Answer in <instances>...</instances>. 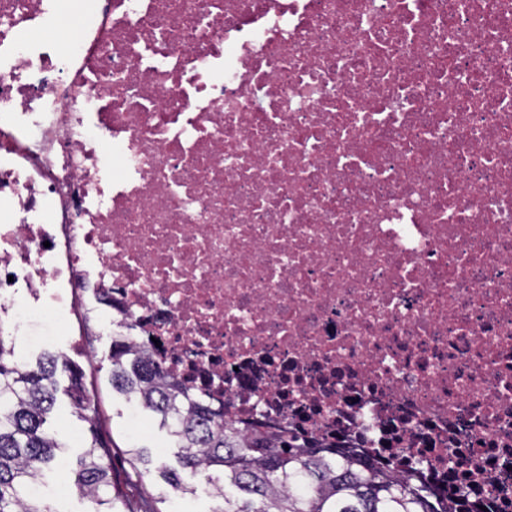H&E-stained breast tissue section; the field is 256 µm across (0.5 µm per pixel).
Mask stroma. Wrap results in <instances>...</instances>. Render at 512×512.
<instances>
[{
  "instance_id": "1",
  "label": "stroma",
  "mask_w": 512,
  "mask_h": 512,
  "mask_svg": "<svg viewBox=\"0 0 512 512\" xmlns=\"http://www.w3.org/2000/svg\"><path fill=\"white\" fill-rule=\"evenodd\" d=\"M15 358L25 363L35 361L42 352L65 354L85 372V383L97 410L98 418L114 442L112 466L114 471L129 469L127 448H147L151 462L143 472L145 485L159 486L160 467L174 465L175 448L165 430L151 423L137 402L113 392L110 384L112 318L106 312L84 319L80 335L61 333L45 346L29 345L23 337L13 340ZM50 429L65 443L66 452L59 466L44 470L42 479L49 486L63 481L64 465L75 462L85 447L86 425L79 420L66 396H59L49 420Z\"/></svg>"
}]
</instances>
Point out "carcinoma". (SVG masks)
<instances>
[{
	"mask_svg": "<svg viewBox=\"0 0 512 512\" xmlns=\"http://www.w3.org/2000/svg\"><path fill=\"white\" fill-rule=\"evenodd\" d=\"M112 332V390L135 400L175 447L177 467L164 482L187 495L185 476L211 486V512H448V495L424 477L423 461L398 471L354 448L300 444L288 427L248 426L226 418L203 387L176 379L161 347L139 349L128 336L129 318ZM67 375L65 394L87 424L89 441L65 476L67 486L93 501L97 512H161L163 495L126 489L150 463L144 448L127 450L131 470H112V445L100 433L84 374L62 353H45L30 366L14 360L0 335V512H49L29 487L65 448L46 423L57 402V374Z\"/></svg>",
	"mask_w": 512,
	"mask_h": 512,
	"instance_id": "carcinoma-1",
	"label": "carcinoma"
}]
</instances>
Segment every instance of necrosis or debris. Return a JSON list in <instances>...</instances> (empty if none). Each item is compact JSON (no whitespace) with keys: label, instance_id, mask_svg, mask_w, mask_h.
<instances>
[{"label":"necrosis or debris","instance_id":"1","mask_svg":"<svg viewBox=\"0 0 512 512\" xmlns=\"http://www.w3.org/2000/svg\"><path fill=\"white\" fill-rule=\"evenodd\" d=\"M12 278L11 335L91 292L228 417L512 512V0H0Z\"/></svg>","mask_w":512,"mask_h":512}]
</instances>
